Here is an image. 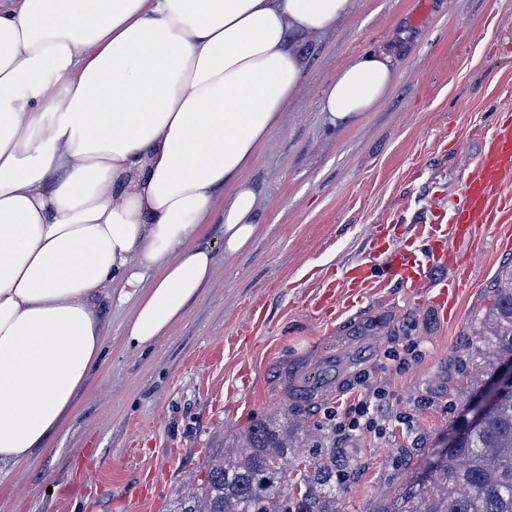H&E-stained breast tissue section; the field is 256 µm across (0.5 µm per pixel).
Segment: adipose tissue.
I'll return each instance as SVG.
<instances>
[{
	"instance_id": "1",
	"label": "adipose tissue",
	"mask_w": 512,
	"mask_h": 512,
	"mask_svg": "<svg viewBox=\"0 0 512 512\" xmlns=\"http://www.w3.org/2000/svg\"><path fill=\"white\" fill-rule=\"evenodd\" d=\"M355 0H0V472L42 447L103 353L106 289L144 351L250 245L243 174ZM361 54L320 109L352 121L395 81Z\"/></svg>"
}]
</instances>
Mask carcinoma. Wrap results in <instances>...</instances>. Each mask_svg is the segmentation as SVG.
<instances>
[{
  "label": "carcinoma",
  "instance_id": "1",
  "mask_svg": "<svg viewBox=\"0 0 512 512\" xmlns=\"http://www.w3.org/2000/svg\"><path fill=\"white\" fill-rule=\"evenodd\" d=\"M473 393L484 391L503 358L512 356V266L494 283V304L474 327ZM294 406L259 420L215 450L196 491L170 512H336V430L313 425ZM307 464L296 466L301 450ZM379 512H512V387L463 429L455 445L431 462L426 476L409 482Z\"/></svg>",
  "mask_w": 512,
  "mask_h": 512
}]
</instances>
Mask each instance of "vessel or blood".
<instances>
[{
    "mask_svg": "<svg viewBox=\"0 0 512 512\" xmlns=\"http://www.w3.org/2000/svg\"><path fill=\"white\" fill-rule=\"evenodd\" d=\"M512 176V119L497 123L484 142V151L475 165L473 176L463 188V202L452 210L437 209L425 236L403 243L385 233L372 239L371 258L351 267L344 286L349 292L364 295L376 280L375 262L384 260L388 272L412 288L430 284V273L436 268L455 270L469 268V256L452 253V239L476 243L490 230L512 222V195L500 193L502 181ZM460 284L442 282L435 302L442 313L456 309Z\"/></svg>",
    "mask_w": 512,
    "mask_h": 512,
    "instance_id": "1",
    "label": "vessel or blood"
}]
</instances>
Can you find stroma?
I'll list each match as a JSON object with an SVG mask.
<instances>
[{"mask_svg": "<svg viewBox=\"0 0 512 512\" xmlns=\"http://www.w3.org/2000/svg\"><path fill=\"white\" fill-rule=\"evenodd\" d=\"M401 31L388 98L330 124L319 106L327 83ZM299 46L303 84L245 173L258 193L252 244L225 256L221 225H207L215 274L149 350L126 343L131 304L100 299L103 356L44 447L0 473V512H170L204 479L211 451L276 416L290 394L318 388L319 422L369 382L387 391L383 432L337 434L336 506L378 512L463 425L473 324L512 246L496 231L482 238L452 320L387 274L354 303L341 282L378 228L408 240L457 201L483 150L476 131L512 114V0H357ZM330 283L337 303L317 314ZM407 344L415 360H386Z\"/></svg>", "mask_w": 512, "mask_h": 512, "instance_id": "35a3bbf8", "label": "stroma"}]
</instances>
